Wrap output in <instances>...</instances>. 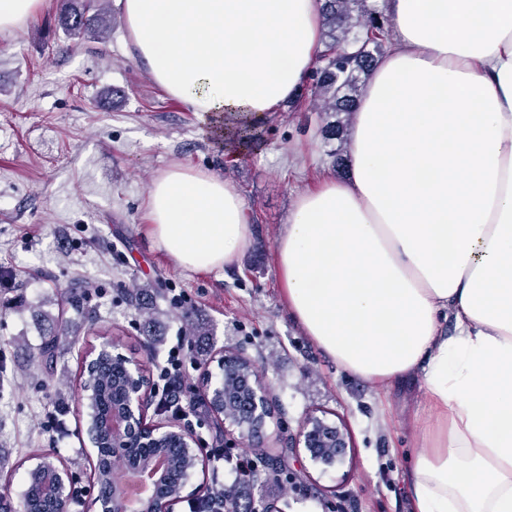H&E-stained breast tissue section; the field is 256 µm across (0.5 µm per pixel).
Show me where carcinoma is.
Wrapping results in <instances>:
<instances>
[{
	"mask_svg": "<svg viewBox=\"0 0 512 512\" xmlns=\"http://www.w3.org/2000/svg\"><path fill=\"white\" fill-rule=\"evenodd\" d=\"M324 28V51L319 56L314 96L323 102V111L351 116L367 77L377 62L387 39V22L381 12L368 0H324L321 8ZM59 23L64 30L79 36L87 31L104 32L112 25L111 16L102 7L101 0H65L60 9ZM79 386L90 402L85 405L87 432L97 435V459L93 466V479L98 497L108 502L112 497V479L131 459H138L144 448H131L124 454L114 455L107 433L97 424L102 415L112 410L114 398L124 385L121 362L110 354L95 357L90 368L80 370ZM162 451L174 462L171 479L163 493L179 495L183 491L180 477L190 466L184 449L176 438L168 441ZM45 467L36 465L28 469L26 489L22 499V512H41L43 499V473Z\"/></svg>",
	"mask_w": 512,
	"mask_h": 512,
	"instance_id": "1",
	"label": "carcinoma"
}]
</instances>
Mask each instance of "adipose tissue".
<instances>
[{
	"instance_id": "ef3b65f1",
	"label": "adipose tissue",
	"mask_w": 512,
	"mask_h": 512,
	"mask_svg": "<svg viewBox=\"0 0 512 512\" xmlns=\"http://www.w3.org/2000/svg\"><path fill=\"white\" fill-rule=\"evenodd\" d=\"M122 4L152 79L214 119L277 111L322 49V0ZM386 10L352 170L298 194L275 242L282 295L346 371L383 390L421 375L431 419L406 476L413 512H512V0ZM150 211L186 269L224 267L250 243L244 200L216 175L169 171Z\"/></svg>"
}]
</instances>
